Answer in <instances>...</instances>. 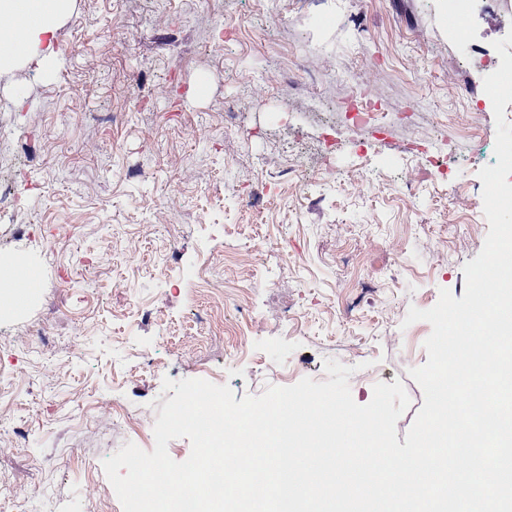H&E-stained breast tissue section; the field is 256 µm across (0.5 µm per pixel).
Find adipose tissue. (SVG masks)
I'll use <instances>...</instances> for the list:
<instances>
[{
  "label": "adipose tissue",
  "instance_id": "adipose-tissue-1",
  "mask_svg": "<svg viewBox=\"0 0 512 512\" xmlns=\"http://www.w3.org/2000/svg\"><path fill=\"white\" fill-rule=\"evenodd\" d=\"M71 7V0H0V19L11 28H0V73L16 63L49 68L55 58L56 30Z\"/></svg>",
  "mask_w": 512,
  "mask_h": 512
}]
</instances>
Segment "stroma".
Returning <instances> with one entry per match:
<instances>
[{"label": "stroma", "instance_id": "obj_1", "mask_svg": "<svg viewBox=\"0 0 512 512\" xmlns=\"http://www.w3.org/2000/svg\"><path fill=\"white\" fill-rule=\"evenodd\" d=\"M474 9L484 48L512 30V0ZM451 28L443 0H73L58 65L0 76V259L30 285L0 311V419L23 432L0 452V512H110L102 462L131 441L153 450L167 378L240 399L290 370L326 381L334 359L357 404L403 383L405 439L432 327L404 319L441 290L462 298L489 230L478 172L496 162L494 111L458 135L461 87L485 73ZM365 84L413 125L350 127ZM108 246L114 265H95ZM47 319V351L28 350L23 327ZM141 348L161 373L134 371ZM109 392L117 429L93 403Z\"/></svg>", "mask_w": 512, "mask_h": 512}]
</instances>
